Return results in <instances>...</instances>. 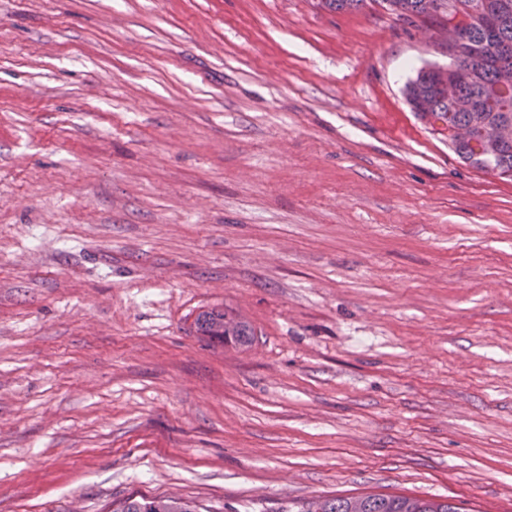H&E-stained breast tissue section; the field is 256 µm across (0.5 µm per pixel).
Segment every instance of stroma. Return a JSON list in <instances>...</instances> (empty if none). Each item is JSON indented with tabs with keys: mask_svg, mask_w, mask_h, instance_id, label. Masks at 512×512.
<instances>
[{
	"mask_svg": "<svg viewBox=\"0 0 512 512\" xmlns=\"http://www.w3.org/2000/svg\"><path fill=\"white\" fill-rule=\"evenodd\" d=\"M446 62L376 0H0V512H512V177L411 111ZM194 325L200 336L224 345L250 344L255 336L253 328L246 321L219 306L199 313ZM446 500H428L395 494L319 497L302 504L298 512H458ZM197 506H191L179 499L162 498V497H129L123 501L120 508L114 512H196ZM205 512L208 510L199 507Z\"/></svg>",
	"mask_w": 512,
	"mask_h": 512,
	"instance_id": "35a3bbf8",
	"label": "stroma"
}]
</instances>
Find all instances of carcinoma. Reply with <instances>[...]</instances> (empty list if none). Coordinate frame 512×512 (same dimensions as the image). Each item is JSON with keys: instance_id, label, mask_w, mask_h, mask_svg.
Here are the masks:
<instances>
[{"instance_id": "carcinoma-1", "label": "carcinoma", "mask_w": 512, "mask_h": 512, "mask_svg": "<svg viewBox=\"0 0 512 512\" xmlns=\"http://www.w3.org/2000/svg\"><path fill=\"white\" fill-rule=\"evenodd\" d=\"M424 0H381L384 7L397 17L411 18L423 13ZM457 12L471 32V44L459 60L472 68L473 78L460 85V96L470 102L462 110L456 101L438 90L441 71L431 67L420 69L405 87L406 97L418 117L431 125L453 131L465 128L466 139L448 137L455 154L470 166L486 173L512 171V92H503L496 82V70L503 51L512 54V0H491L501 5L502 17L495 39H489L487 28L472 15L481 0H455ZM367 0H319V7L328 11H355L365 7ZM498 125L502 135L495 141H484L482 130ZM196 332L211 341L226 345L252 342L253 328L242 318L224 308L214 306L198 314ZM115 512H196V507L178 499L162 497H129ZM299 512H460L446 500H428L395 494H365L358 496L319 497L302 504Z\"/></svg>"}]
</instances>
